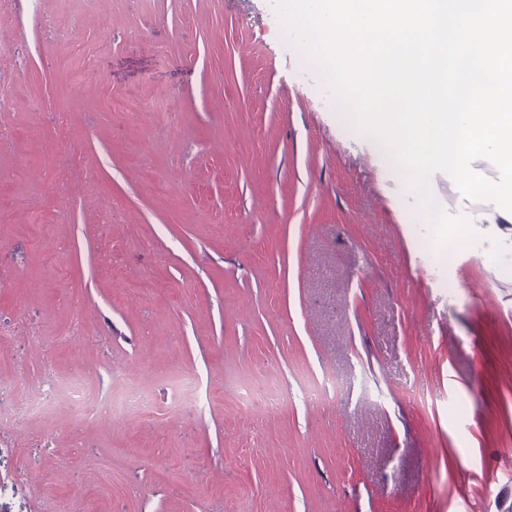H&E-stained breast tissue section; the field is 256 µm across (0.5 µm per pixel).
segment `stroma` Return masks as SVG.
<instances>
[{"mask_svg": "<svg viewBox=\"0 0 512 512\" xmlns=\"http://www.w3.org/2000/svg\"><path fill=\"white\" fill-rule=\"evenodd\" d=\"M326 85L274 0H0V512H512V225L439 248ZM112 412L118 417L134 419L151 418L157 414L149 390L135 374H128L121 389L112 396ZM231 396L236 405L254 412L271 413L283 406L279 381L271 374H263L256 381L237 387ZM59 396H62L65 403L77 413L87 416L92 411L88 390L79 378L59 382L54 388L53 396L49 397L43 404L33 407V411L49 409Z\"/></svg>", "mask_w": 512, "mask_h": 512, "instance_id": "35a3bbf8", "label": "stroma"}]
</instances>
